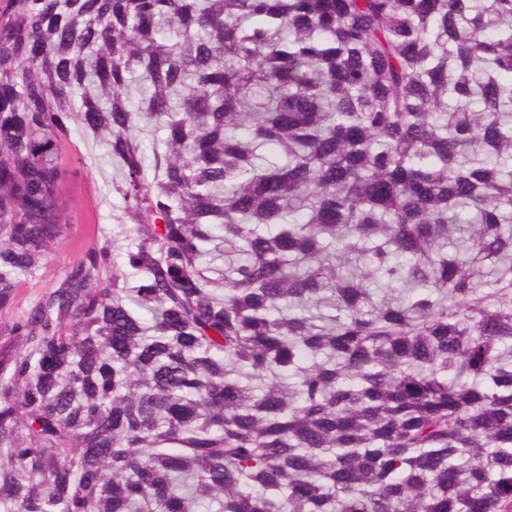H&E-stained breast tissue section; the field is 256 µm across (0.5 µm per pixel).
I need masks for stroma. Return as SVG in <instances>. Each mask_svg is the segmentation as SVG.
I'll use <instances>...</instances> for the list:
<instances>
[{"mask_svg": "<svg viewBox=\"0 0 512 512\" xmlns=\"http://www.w3.org/2000/svg\"><path fill=\"white\" fill-rule=\"evenodd\" d=\"M66 170L60 186L61 201L70 217V230L56 251L39 269L23 279L19 289V309H26L51 288L63 268L88 248L111 242L114 257L134 240L133 225L125 202L115 186L122 180L109 148L83 124L69 123L62 143Z\"/></svg>", "mask_w": 512, "mask_h": 512, "instance_id": "35a3bbf8", "label": "stroma"}]
</instances>
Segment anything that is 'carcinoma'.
<instances>
[{"instance_id": "cac0c4a2", "label": "carcinoma", "mask_w": 512, "mask_h": 512, "mask_svg": "<svg viewBox=\"0 0 512 512\" xmlns=\"http://www.w3.org/2000/svg\"><path fill=\"white\" fill-rule=\"evenodd\" d=\"M74 117L154 322L108 246L0 322V512H512V0H0L1 312Z\"/></svg>"}]
</instances>
